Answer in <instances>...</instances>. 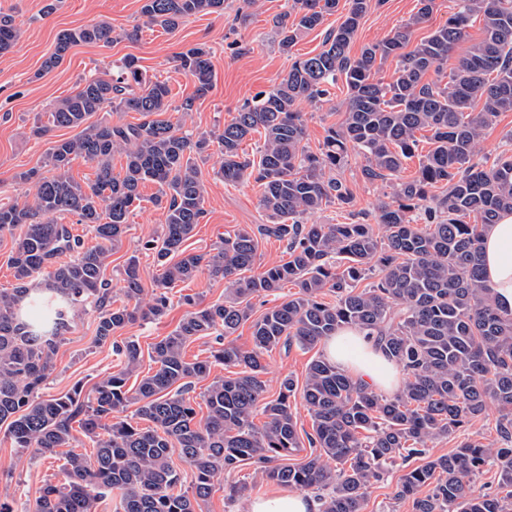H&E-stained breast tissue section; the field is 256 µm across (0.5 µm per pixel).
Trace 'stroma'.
Listing matches in <instances>:
<instances>
[{"label": "stroma", "instance_id": "obj_1", "mask_svg": "<svg viewBox=\"0 0 512 512\" xmlns=\"http://www.w3.org/2000/svg\"><path fill=\"white\" fill-rule=\"evenodd\" d=\"M286 0H226L223 15L193 16L171 32L161 27L144 25L140 8L142 0H57L55 11L43 15L46 0H0V16H13L22 29V36L8 52L0 53V203L30 195L31 186L20 180L22 172L36 169L51 175L45 153L49 142L73 137L70 128L52 129L47 138L34 139L31 128L35 122H47L52 105L71 95L81 78L111 72L127 55L138 58L149 77L165 81L175 101L194 97L186 125L194 133H208L223 127L235 110L257 92L268 89L280 80L291 65L292 56L313 55L322 48L325 30L336 27L339 14L327 16L323 27L302 33L291 54L279 51L273 33V20ZM418 0H385L371 9L360 21L351 45V55L361 48L379 42L404 25L417 10ZM106 22L114 29H137L136 40H122L103 47L95 43L77 44L63 61L45 69V60L53 53L60 32L96 22ZM206 44L213 50L214 84L204 97H195L192 80L174 66V55L184 48ZM347 88L337 81L323 102L301 101L299 109L306 118V142L311 151H318L329 127L342 121L346 109ZM512 155V112L498 114L484 130L477 146V157L494 161L501 154ZM362 160L350 158L342 169V178L355 195L353 209L373 214L380 202L388 200L389 189L379 182L368 183L361 177ZM207 173V214L188 240L189 251H211L225 235L245 225L266 223L259 206L257 185H227L212 177L211 164H204ZM155 184L142 190L145 200L141 209L130 218L121 245L114 249L106 269L112 288V304L120 306L121 272L130 255H138L146 294L159 290L157 267L152 252L142 250L148 240H161L165 212L150 203L156 193ZM350 209V210H353ZM350 210L332 204L309 216L312 224H346ZM192 295L205 303L223 300L224 284L201 274L170 290L172 306L159 320L123 329V336L136 337L141 347L172 332L186 312L179 303L182 295ZM98 312L89 306L79 310L70 330L64 334L56 355V369L47 382L52 394L67 392L75 383L92 388L105 375L115 371L118 360L110 343L96 340ZM319 349L298 347L276 349L264 357L265 380L269 396H277L281 379L293 375L302 379ZM497 408L469 422L461 431L430 445L432 456L450 453L461 437L478 439L486 444L497 441L495 424ZM59 461L54 456L36 455L14 448L4 426L0 425V495L11 496L17 512H30L40 488L58 479ZM405 463L394 465L387 476L372 485L367 493L365 512H412V502L397 498V488L407 472Z\"/></svg>", "mask_w": 512, "mask_h": 512}]
</instances>
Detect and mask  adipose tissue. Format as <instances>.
<instances>
[{"mask_svg": "<svg viewBox=\"0 0 512 512\" xmlns=\"http://www.w3.org/2000/svg\"><path fill=\"white\" fill-rule=\"evenodd\" d=\"M484 277L492 288L496 305L512 311V213L490 225L481 241ZM323 350L326 358L354 381L375 391L398 392L404 382L399 368L388 361L372 338L345 328L329 337Z\"/></svg>", "mask_w": 512, "mask_h": 512, "instance_id": "1", "label": "adipose tissue"}]
</instances>
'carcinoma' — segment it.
Wrapping results in <instances>:
<instances>
[{"label":"carcinoma","mask_w":512,"mask_h":512,"mask_svg":"<svg viewBox=\"0 0 512 512\" xmlns=\"http://www.w3.org/2000/svg\"><path fill=\"white\" fill-rule=\"evenodd\" d=\"M373 1L383 2L349 0L344 20L327 31L319 53L295 58L279 82L209 136L166 117L191 111L194 99L211 91L212 52L204 44L175 56L176 68L195 85L194 97L178 107L166 82L148 78L138 59L127 56L115 73L81 80L54 105L48 124L33 126L37 139L53 127L79 129L48 147L56 174L20 175L35 180L32 199L0 203V236L22 228L9 258L16 286L0 291V424L22 451L67 449L58 481L41 487L33 512H98L112 497L118 498L116 512H198L215 483L244 462L260 464L261 478L282 487L318 491L320 512H364L370 485L397 460L412 458L423 464L404 474L396 497L412 500L414 512H512V313L494 305L479 248L486 226L512 212V155L488 168L473 161L482 130L499 113L512 112V0H457L448 21L410 49L412 28L428 21L435 3L418 0L406 24L352 57L350 43ZM338 2L287 0L274 20L280 50L291 53L299 34L321 26ZM223 13L224 0H143L141 6L147 25L168 31L190 16ZM477 18L481 39L445 69ZM137 35L136 29L117 33L106 22L66 30L44 67L58 65L78 43L109 47ZM20 37L14 19L1 16L0 53ZM391 56L398 59L393 78H375ZM340 78L348 91L344 119L313 153L297 104L321 101ZM113 109L137 112L141 121H91ZM421 131L429 133L431 149L419 156L417 175L403 180L399 174L416 156ZM254 133L263 138L257 160L240 151ZM214 144L221 157L214 175L258 184L270 223L235 230L214 253H190L183 245L206 216L199 162ZM351 152L363 158L365 181L391 188V201L377 208L373 224L351 210L353 191L338 177ZM115 153L126 158L118 174L112 172ZM77 157L96 163L95 180L80 183L68 175ZM147 182L158 186L150 201L165 210V234L160 248L148 240L142 249L156 250L163 286L205 272L224 281V301L203 306L183 297L190 310L149 351L154 371L129 387L141 346L132 337H112L164 316L170 298L159 292L144 301L139 258L132 255L123 272L126 304L114 308L105 271L129 216L141 208ZM439 184L446 190L436 196L432 189ZM331 203L350 208L352 222H304ZM67 215L87 225L96 244L84 245L70 225L58 222ZM470 215L477 223L465 222ZM261 238L285 243L287 259L249 276ZM42 273L43 287H31ZM363 279L370 283L360 289ZM286 283L297 291L253 317L252 299L275 297ZM329 294L335 301L325 300ZM87 303L97 306L96 338L111 342L119 369L88 394L77 383L64 394L38 396L55 370L75 308ZM248 321L251 348L224 343ZM342 328L374 337L406 375L402 390L377 394L320 355L303 382L287 375L277 397L267 396L264 355L294 344L314 349ZM195 336L214 337L208 359H186L185 345ZM216 364L239 371L212 378ZM206 379V415L200 417L190 392ZM297 393L312 421L307 439L314 451L288 464L300 448L289 402ZM132 404L150 426L123 416ZM491 405L501 412L500 446L465 440L448 455L429 456V443L457 433ZM259 414L264 420L257 424ZM76 421L94 454L72 447ZM175 455L193 471L190 494L178 489ZM486 466L497 468L500 491L477 495L474 479Z\"/></svg>","instance_id":"carcinoma-1"}]
</instances>
